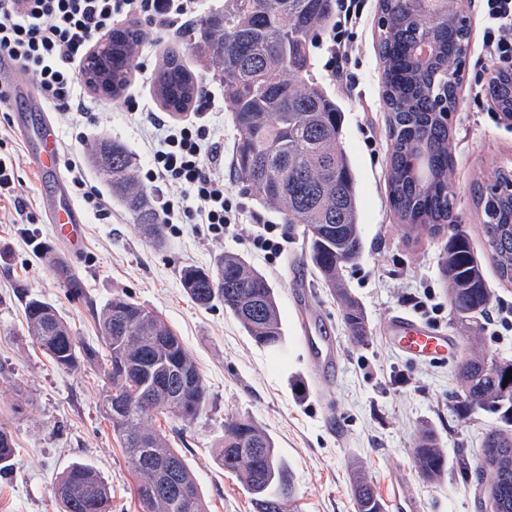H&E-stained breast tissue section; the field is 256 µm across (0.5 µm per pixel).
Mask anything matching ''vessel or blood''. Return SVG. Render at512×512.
Returning <instances> with one entry per match:
<instances>
[{
  "instance_id": "vessel-or-blood-1",
  "label": "vessel or blood",
  "mask_w": 512,
  "mask_h": 512,
  "mask_svg": "<svg viewBox=\"0 0 512 512\" xmlns=\"http://www.w3.org/2000/svg\"><path fill=\"white\" fill-rule=\"evenodd\" d=\"M35 144L30 167L40 177L59 172V142L50 128L38 129L33 138ZM46 215L50 223L59 227L62 240L71 251H78L83 242L81 212L72 202L68 192H61L60 201L48 205ZM303 328L301 342L306 351L316 359L320 375H327L336 359V343L318 323L300 316ZM387 336L408 359L437 363L446 361L450 348L446 333L426 325L410 316H394L387 327Z\"/></svg>"
}]
</instances>
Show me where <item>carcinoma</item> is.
<instances>
[{
  "mask_svg": "<svg viewBox=\"0 0 512 512\" xmlns=\"http://www.w3.org/2000/svg\"><path fill=\"white\" fill-rule=\"evenodd\" d=\"M334 0H224V12L200 19L190 46L204 57L224 86L238 131L233 166L238 179L263 204L290 224L305 227L307 257L344 308V320L359 343L366 341V316L344 288L342 267L362 253L356 183L341 147V113L310 77L309 46L334 12ZM379 49L383 99L391 137L387 199L408 236L438 234L452 222L448 171L453 164L448 100L456 99L462 46L471 26L453 0H423L411 8L380 0ZM142 34L112 35L89 56L85 68L94 87L111 85L115 96L135 67ZM154 84L166 109L179 111L197 95L195 78L171 49ZM488 94L494 108L512 116V69L495 73ZM89 161L112 194L121 198L146 239L163 241L165 225L151 207L127 148L103 139L88 149ZM485 250L498 278L512 284V170H498L487 194L479 196ZM52 273L75 296L83 284L70 266L49 260ZM442 272L450 310L459 319L483 312L491 290L467 232L454 225L443 247ZM181 285L193 302L224 305L259 347L276 352L285 336L278 299L266 276L236 255L211 267L188 266ZM25 332L60 368L97 361L57 310L38 296L25 303ZM108 349L100 373L109 387L103 409L112 434L137 479L141 512H207L182 454L152 426L157 414L189 424L203 413L208 394L196 362L180 337L155 311L114 295L97 317ZM470 357L459 370L462 392L452 411L476 406L512 426V383L503 379L512 360L482 349L474 333ZM483 469L494 512H512V433L490 432L482 449ZM413 456L429 481L448 471L446 449L434 432L418 431ZM224 471L251 495L255 512H288L294 487L273 438L248 416L224 423L219 448ZM352 486L357 512H385L373 481L355 467ZM60 512H112V486L85 462L72 464L55 488Z\"/></svg>",
  "mask_w": 512,
  "mask_h": 512,
  "instance_id": "1",
  "label": "carcinoma"
}]
</instances>
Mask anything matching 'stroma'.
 I'll use <instances>...</instances> for the list:
<instances>
[{"instance_id": "35a3bbf8", "label": "stroma", "mask_w": 512, "mask_h": 512, "mask_svg": "<svg viewBox=\"0 0 512 512\" xmlns=\"http://www.w3.org/2000/svg\"><path fill=\"white\" fill-rule=\"evenodd\" d=\"M364 3L348 81H334L327 72L322 48L327 31H320L310 49L315 82L343 113L341 142L357 181L364 251L343 267L342 275L367 316L368 339L362 344L350 337L341 306L310 264L302 226L260 203L238 180L231 164L238 132L230 104L223 86L186 48L185 36L158 33L129 20V27L143 33L137 49L141 69L118 96L83 87L96 110L74 123L55 120L60 143L74 148V160L86 166L88 183L98 190L106 185L89 168L87 152L99 137L124 144L138 174H145L149 146L141 126L127 114L125 100L131 97L145 109L161 110L154 77L169 48L181 45L184 66L215 97L228 194L277 224L284 248L278 258L266 259L247 235L216 238L205 225L186 223L181 214L166 225L162 244H152L116 198L109 214L84 209L83 247L80 253L70 252L43 206L54 192V181L39 179L29 168L16 128L18 115H27L32 126L38 125L39 115L26 112L21 100L0 112V156L12 159L15 193L37 217L33 224L17 223L13 202H0V426L15 443L11 470L0 473V512H59L55 485L76 461L92 464L111 483L112 512H139L135 479L102 412L106 380L87 364L74 371L57 367L23 330L24 304L38 296L57 309L80 341L100 345L97 315L116 293L158 312L197 362L208 392L205 412L188 425L164 416L156 417L154 425L184 456L208 512H254L250 495L218 458L225 421L240 415L272 436L295 487L294 512H356L349 474L355 461L380 493L392 475H402L400 488L420 504V512H492L478 467L484 437L502 423L481 409L456 415L448 410L460 392L456 373L469 348L465 325L456 323L446 308L441 253L449 233L404 235L387 201L390 139L378 56L379 0ZM473 82L472 66H464L450 114L454 165L449 180L453 221L468 232L484 267L493 313L512 309V284L499 280L484 249L477 200L499 168L512 166V119L497 112L490 99L475 98ZM225 254L241 256L271 281L286 336L283 352L256 346L222 304L199 307L182 288L185 266H209ZM53 256L63 258L82 279V296L72 298L51 272L48 260ZM299 285L322 314L339 352L332 376L322 382L298 345L293 297ZM427 288L444 306L436 329L454 339L442 363L408 360L385 339L388 320L398 313L413 314V297ZM424 426L436 432L450 462L438 483L427 481L413 458L414 439ZM463 457L472 469L466 479L455 466Z\"/></svg>"}]
</instances>
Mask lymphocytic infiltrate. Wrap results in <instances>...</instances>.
I'll list each match as a JSON object with an SVG mask.
<instances>
[{
	"label": "lymphocytic infiltrate",
	"mask_w": 512,
	"mask_h": 512,
	"mask_svg": "<svg viewBox=\"0 0 512 512\" xmlns=\"http://www.w3.org/2000/svg\"><path fill=\"white\" fill-rule=\"evenodd\" d=\"M482 2V44L475 64L488 83L498 63L512 61V0ZM200 11V0H0V53L35 74L42 102L60 118L75 113L85 118L93 107L77 98L75 89L83 82L82 63L95 43L132 16L158 30H185ZM363 11V0H336L330 33L336 81L348 78L344 64L353 53L348 30ZM127 109L160 143L146 177L169 193L161 208L162 223H170L179 203L184 215L205 225L213 237L242 232L247 208L225 195L223 148L209 121L200 116L177 125L133 99Z\"/></svg>",
	"instance_id": "lymphocytic-infiltrate-1"
}]
</instances>
